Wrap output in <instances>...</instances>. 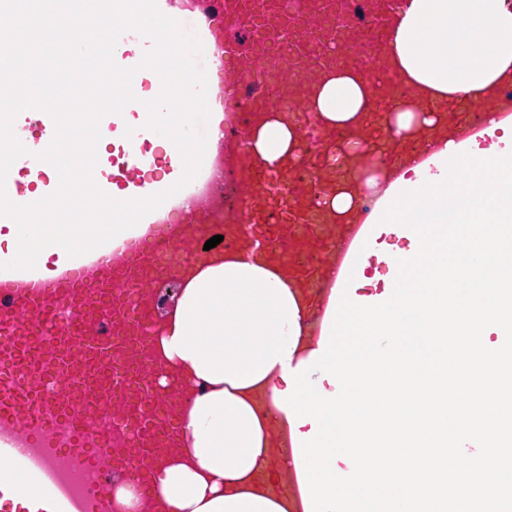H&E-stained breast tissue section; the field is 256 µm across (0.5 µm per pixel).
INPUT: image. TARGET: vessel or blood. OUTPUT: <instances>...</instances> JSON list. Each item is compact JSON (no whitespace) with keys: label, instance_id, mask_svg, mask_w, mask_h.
I'll use <instances>...</instances> for the list:
<instances>
[{"label":"vessel or blood","instance_id":"obj_1","mask_svg":"<svg viewBox=\"0 0 512 512\" xmlns=\"http://www.w3.org/2000/svg\"><path fill=\"white\" fill-rule=\"evenodd\" d=\"M157 0L159 10L190 15L193 30L207 52L209 69L223 79L208 99L213 112H231L235 122L217 144L207 145L202 171H235L241 206L224 227L231 251L258 258L287 279L306 307L301 338L323 333L331 297L343 296L355 255L371 231L365 213L336 216L326 198L347 186L369 152L383 146L392 167L410 164L417 144L381 140L380 128L359 124L339 132L320 127L318 152L296 150L265 170L248 157L250 131L268 113H281L301 138H308L315 115L313 98L327 76L349 67L370 81V102L382 109L397 100L401 88L387 43L402 0H359L362 36L347 23L352 0ZM248 30L250 41H226L230 30ZM276 80L283 97L268 89ZM410 100L436 113L424 138L470 140L478 123H460L459 115L511 114L512 94L496 88L482 99L467 95L443 102L421 89ZM142 103L125 114L105 115L100 127L124 133L128 115L144 112ZM345 139L344 152L336 142ZM123 178L130 198L168 189V182L144 181L145 163L136 141L127 143ZM218 201L201 194L193 211H183L178 197L168 198L144 218L147 232L124 247L103 248L97 259L57 266L52 277L28 273L24 264L0 268V496L13 493L20 481L34 482L39 495L27 512H114V492L130 482L134 462L157 467L164 459L156 439L180 447L177 419L165 408L179 394L178 376L167 363L144 369L139 355L151 341L153 309L128 296V286L155 290L195 263L199 245L209 236ZM52 208L45 198L25 207L0 208L4 224H42ZM64 428L60 448L43 439L45 429ZM130 434L131 448L112 444L113 430ZM269 463L278 481L267 493L282 496L284 512H307L299 474L291 459L295 443L289 428L272 430ZM89 471L94 489L74 491L64 468Z\"/></svg>","mask_w":512,"mask_h":512}]
</instances>
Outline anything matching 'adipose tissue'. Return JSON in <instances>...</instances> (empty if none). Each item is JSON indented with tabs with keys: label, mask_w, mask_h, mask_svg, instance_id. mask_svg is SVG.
Returning a JSON list of instances; mask_svg holds the SVG:
<instances>
[{
	"label": "adipose tissue",
	"mask_w": 512,
	"mask_h": 512,
	"mask_svg": "<svg viewBox=\"0 0 512 512\" xmlns=\"http://www.w3.org/2000/svg\"><path fill=\"white\" fill-rule=\"evenodd\" d=\"M389 51L395 72L409 86L443 99L460 93L482 97L503 80H512V9L505 0H406ZM369 97L367 79L339 69L320 86L312 108L327 124L346 129L369 119ZM434 121L433 113L417 111L404 98L381 123L387 137L409 140ZM87 137V131L77 126L56 141L45 171L48 189L22 192L13 184L0 189V201L17 206L52 193L54 211L60 216L53 225H8V246L0 250V264L17 259L41 269L50 257L62 260L71 255L75 246L91 250L131 233L126 224L90 226L71 219L76 205L95 199L92 186L74 174L75 169L99 164L98 158L78 152ZM297 147L294 129L277 113L255 127L249 138L251 152L267 164ZM286 387L277 363L253 385L212 383L192 400L180 425L185 442L180 459L150 475L168 512H282L279 503L260 493L258 486L270 478L264 469L269 427L287 421L272 396Z\"/></svg>",
	"instance_id": "1"
}]
</instances>
